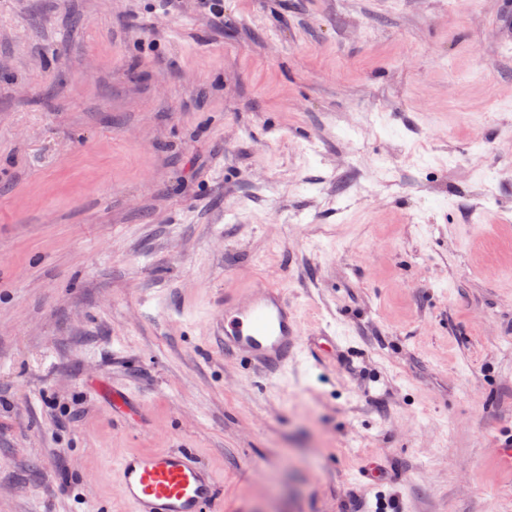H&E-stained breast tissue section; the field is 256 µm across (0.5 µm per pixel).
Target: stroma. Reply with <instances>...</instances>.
I'll list each match as a JSON object with an SVG mask.
<instances>
[{
    "instance_id": "1",
    "label": "stroma",
    "mask_w": 512,
    "mask_h": 512,
    "mask_svg": "<svg viewBox=\"0 0 512 512\" xmlns=\"http://www.w3.org/2000/svg\"><path fill=\"white\" fill-rule=\"evenodd\" d=\"M223 6L0 0V512L176 448L223 512H512V0ZM256 282L278 379L221 344ZM224 351L240 356L268 377L285 375L305 347L295 307L278 286L258 283L245 300L224 293Z\"/></svg>"
}]
</instances>
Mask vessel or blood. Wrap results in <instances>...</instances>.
<instances>
[{
	"label": "vessel or blood",
	"instance_id": "1",
	"mask_svg": "<svg viewBox=\"0 0 512 512\" xmlns=\"http://www.w3.org/2000/svg\"><path fill=\"white\" fill-rule=\"evenodd\" d=\"M225 352L266 376L285 375L305 338L295 307L278 286L260 283L247 298L224 296ZM128 512H215L217 477L190 449L131 453L117 465Z\"/></svg>",
	"mask_w": 512,
	"mask_h": 512
}]
</instances>
